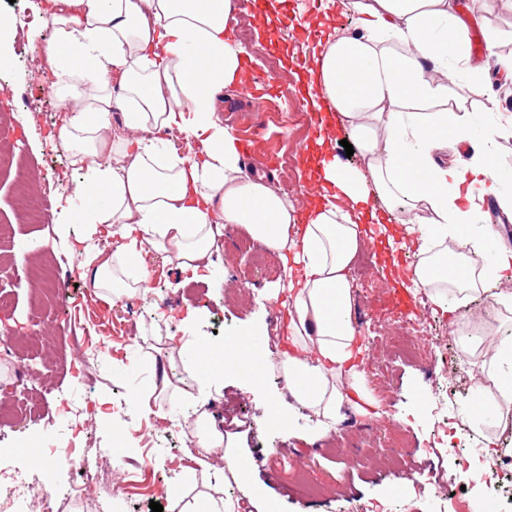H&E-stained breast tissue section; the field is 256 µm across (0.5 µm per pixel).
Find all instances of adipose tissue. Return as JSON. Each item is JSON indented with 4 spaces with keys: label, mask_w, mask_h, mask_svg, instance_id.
<instances>
[{
    "label": "adipose tissue",
    "mask_w": 512,
    "mask_h": 512,
    "mask_svg": "<svg viewBox=\"0 0 512 512\" xmlns=\"http://www.w3.org/2000/svg\"><path fill=\"white\" fill-rule=\"evenodd\" d=\"M339 6L356 14L357 28L328 35L313 53L309 79L326 103L318 141L347 130L365 166L321 157L318 178L330 197L301 213L265 175L245 171L239 140L216 110L221 92L241 81V50L230 36L234 0H43L54 35L41 47L70 91L58 138L83 173L78 220L108 237L114 227L123 231L110 253L79 252L97 296L117 302L147 289L148 248L181 271L209 270L215 225L244 228L297 273L288 282L284 378L292 400L327 429L346 407L375 404L352 319L350 268L362 229L336 198L359 205L376 196L384 214L407 225L419 256L412 282L434 305L445 310L449 296L465 303L480 292L512 304L503 289L512 282V248L485 253L498 231L476 202L497 168L492 146L512 129V116L473 137L463 106L449 102L448 84L437 77L451 63L474 72L468 23L448 0ZM116 87L126 102L120 135L112 130ZM174 130L198 143L196 156L166 151L162 136ZM451 143L470 144L471 155L438 164L433 151ZM450 239L461 248L452 258L443 248ZM175 349L203 388L260 367L236 342L215 347L195 337ZM505 371H512V341H490L476 403L499 427L512 421ZM196 426L198 447L219 462L215 479L228 471L246 477L248 464L225 447L216 416L202 414Z\"/></svg>",
    "instance_id": "1"
}]
</instances>
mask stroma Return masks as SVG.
<instances>
[{"instance_id": "1", "label": "stroma", "mask_w": 512, "mask_h": 512, "mask_svg": "<svg viewBox=\"0 0 512 512\" xmlns=\"http://www.w3.org/2000/svg\"><path fill=\"white\" fill-rule=\"evenodd\" d=\"M33 3L0 0V15L15 21L0 36V141L23 161L32 186L51 189L55 199L48 223L35 222L27 214L14 168H0V226L6 229L0 254L9 257L0 267V293L11 299L8 316L0 320V400L21 401L29 410L25 420L0 435V444L10 450L0 457V469L30 471L27 458L12 447L20 439L44 442L66 398L79 405L106 403L112 415L110 426H90L78 440L98 458L105 479L88 499L74 501L71 512H152L154 501L163 512H194L204 500L267 512L270 499L278 512H357L373 504L384 512H435L442 499L447 512H470L465 486L472 474L464 462L473 446H484L492 427L480 423L469 386L452 380L449 415L469 428L473 443L453 454L433 445L442 417L430 400L440 368L404 357L394 347L405 315L392 305V294L410 287L408 269L416 259L413 238L401 225L386 227L392 247L371 253L368 264L352 265L350 272L363 370L369 389L381 400L379 412H346L320 439L316 418L299 405L287 408L284 428L269 421V403L287 395L282 367L286 309L273 293L288 276L274 255L269 270L254 268L240 247L247 236L243 228H224L208 276L189 277L148 249L143 254L148 290L112 304L94 298L93 280L84 275L79 280L83 297L75 306L58 307L45 291L44 278L56 259L74 257L80 239L106 252L113 244L76 221L74 188L82 173L57 137L64 90L50 85L51 69L34 64L53 28L46 16L34 12ZM315 6L316 0H290L287 16L271 5L252 11L250 37L241 44L244 77L262 76L271 54L288 78L284 86L273 79L259 85L265 105L277 104L283 93L290 102L265 127L246 170L276 184L288 183L287 200L299 210L317 192L306 152L315 137L316 114L300 92L302 70L295 58L311 55L326 27L349 32L356 21L352 13L333 10L326 24H318L312 19ZM475 19L484 52L473 61L486 74L480 80L458 74L448 84V99L462 102L473 127L481 129L512 115V80L496 73L497 57L512 54V10L503 0H488ZM217 106L238 140L249 138L256 114L240 89L225 90ZM285 156L290 159L286 167L279 163ZM418 312L427 335L440 343L441 356L456 360L460 335L451 331L447 314L429 301ZM106 336L110 347L88 355V348ZM185 336H200L216 346L231 338L262 337L266 368L256 379L225 375L205 394L193 384L163 388V377L175 371L171 342ZM134 393L141 394V403H131ZM171 399L176 419L160 420L158 404ZM200 408L223 418L225 437L249 464V481L228 475L215 482L195 456L183 454ZM118 440L126 447L122 460L100 457L101 449Z\"/></svg>"}]
</instances>
